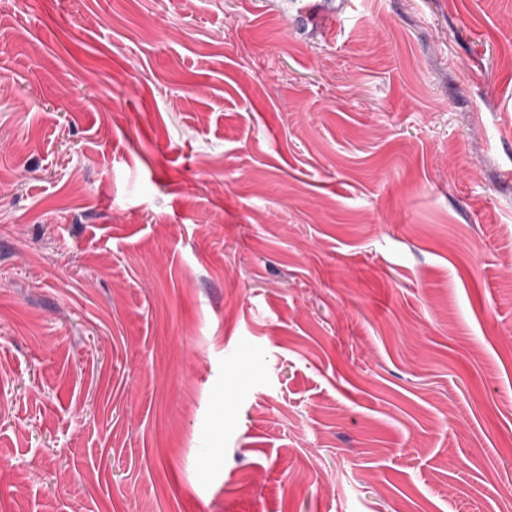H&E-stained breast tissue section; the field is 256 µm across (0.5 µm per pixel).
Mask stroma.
I'll return each instance as SVG.
<instances>
[{
	"instance_id": "stroma-1",
	"label": "stroma",
	"mask_w": 512,
	"mask_h": 512,
	"mask_svg": "<svg viewBox=\"0 0 512 512\" xmlns=\"http://www.w3.org/2000/svg\"><path fill=\"white\" fill-rule=\"evenodd\" d=\"M0 512H512V0H0Z\"/></svg>"
}]
</instances>
